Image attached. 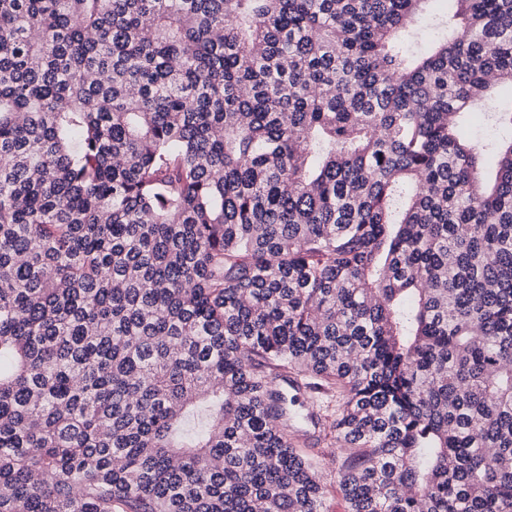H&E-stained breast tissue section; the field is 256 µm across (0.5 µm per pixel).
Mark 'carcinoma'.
I'll list each match as a JSON object with an SVG mask.
<instances>
[{
	"label": "carcinoma",
	"instance_id": "cac0c4a2",
	"mask_svg": "<svg viewBox=\"0 0 512 512\" xmlns=\"http://www.w3.org/2000/svg\"><path fill=\"white\" fill-rule=\"evenodd\" d=\"M429 2L0 0V512H322L290 389L512 512V0Z\"/></svg>",
	"mask_w": 512,
	"mask_h": 512
}]
</instances>
